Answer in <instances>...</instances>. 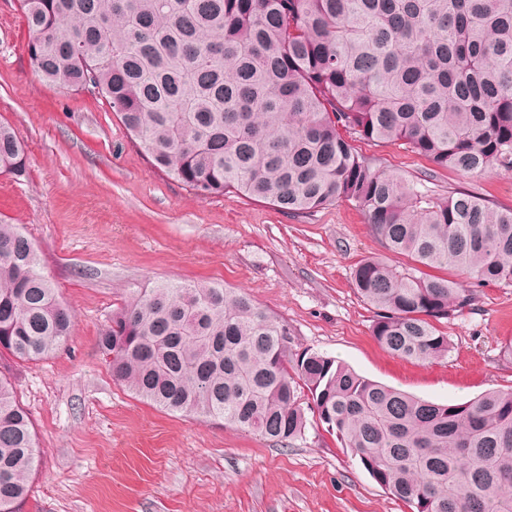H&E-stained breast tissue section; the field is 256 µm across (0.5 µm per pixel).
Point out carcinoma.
<instances>
[{
	"label": "carcinoma",
	"mask_w": 512,
	"mask_h": 512,
	"mask_svg": "<svg viewBox=\"0 0 512 512\" xmlns=\"http://www.w3.org/2000/svg\"><path fill=\"white\" fill-rule=\"evenodd\" d=\"M35 71L85 85L131 142L201 199L232 192L290 215L357 207L386 251L353 286L376 341L404 360L448 355L441 321L512 285V207L428 193L358 141L399 142L433 170L512 173V0H19ZM26 170L0 123V175ZM73 316L35 243L0 220V357L42 359ZM112 378L173 413L286 446L305 410L410 512H512V390L435 404L297 350L246 293L166 282L128 297L98 337ZM308 397L307 406L302 398ZM36 434L0 377V512H22Z\"/></svg>",
	"instance_id": "cac0c4a2"
}]
</instances>
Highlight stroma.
Masks as SVG:
<instances>
[{"label": "stroma", "instance_id": "stroma-1", "mask_svg": "<svg viewBox=\"0 0 512 512\" xmlns=\"http://www.w3.org/2000/svg\"><path fill=\"white\" fill-rule=\"evenodd\" d=\"M19 0H0V121L25 146L24 176H0V218L35 241L43 271L75 317L53 356L0 360L39 442L24 512H407L358 456L308 421L285 447L222 422L168 413L114 382L97 340L132 292L163 282L243 289L287 322L294 348L437 404L512 389V286H480L441 328L446 357L409 362L375 340L374 309L351 279L383 254L364 215L339 203L293 217L228 193L201 200L155 169L93 96L43 83ZM415 178L428 162L396 142H359ZM436 195L471 190L512 206V174L448 169Z\"/></svg>", "mask_w": 512, "mask_h": 512}]
</instances>
